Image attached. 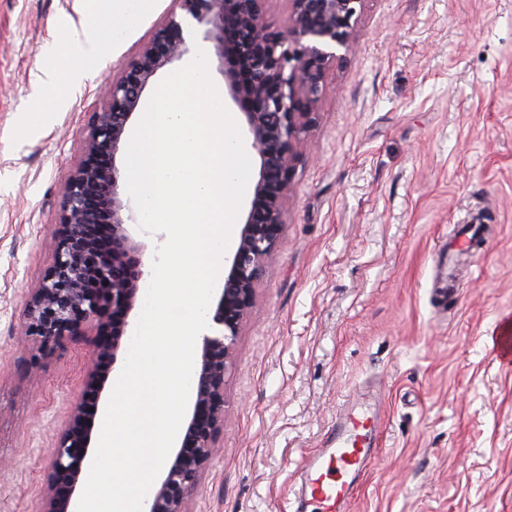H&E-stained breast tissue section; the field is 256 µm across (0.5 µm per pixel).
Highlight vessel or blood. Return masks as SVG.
Returning a JSON list of instances; mask_svg holds the SVG:
<instances>
[{
	"instance_id": "vessel-or-blood-1",
	"label": "vessel or blood",
	"mask_w": 512,
	"mask_h": 512,
	"mask_svg": "<svg viewBox=\"0 0 512 512\" xmlns=\"http://www.w3.org/2000/svg\"><path fill=\"white\" fill-rule=\"evenodd\" d=\"M492 351L512 364V322L501 321L491 338ZM381 419L374 410L344 405L322 448L308 457L293 484L294 512H349L360 480L375 457Z\"/></svg>"
}]
</instances>
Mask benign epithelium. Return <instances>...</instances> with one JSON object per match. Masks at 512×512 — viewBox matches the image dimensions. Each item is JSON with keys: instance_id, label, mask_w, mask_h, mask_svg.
Listing matches in <instances>:
<instances>
[{"instance_id": "obj_1", "label": "benign epithelium", "mask_w": 512, "mask_h": 512, "mask_svg": "<svg viewBox=\"0 0 512 512\" xmlns=\"http://www.w3.org/2000/svg\"><path fill=\"white\" fill-rule=\"evenodd\" d=\"M269 0H171L134 61L107 88V108L88 122L82 154L65 186L53 255L31 289L24 336L26 373L65 340L91 348L81 393L70 406L44 474L43 512H77L95 445L88 399L100 398L113 369L128 317L147 275L143 249L129 235L117 155L133 114L157 73L187 56L193 37L211 44L224 88L243 111L259 180L235 253L202 336L194 403L181 445L146 499V512H187L188 494L217 453L224 428V386L241 326L279 235L305 135L332 84L336 64L353 55L355 28L366 0H287L288 32L266 21Z\"/></svg>"}]
</instances>
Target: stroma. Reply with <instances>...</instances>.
<instances>
[{"label": "stroma", "mask_w": 512, "mask_h": 512, "mask_svg": "<svg viewBox=\"0 0 512 512\" xmlns=\"http://www.w3.org/2000/svg\"><path fill=\"white\" fill-rule=\"evenodd\" d=\"M154 0L82 85L76 0H0V512H42L43 473L91 357L17 367L28 291L101 87ZM60 77L35 86L38 69ZM292 182L288 222L241 327L221 450L189 512H290L291 484L346 400L383 422L352 512H512V0H367ZM476 252L449 258L460 230ZM491 339V349L502 363L512 364V323L510 319L501 321Z\"/></svg>", "instance_id": "1"}]
</instances>
